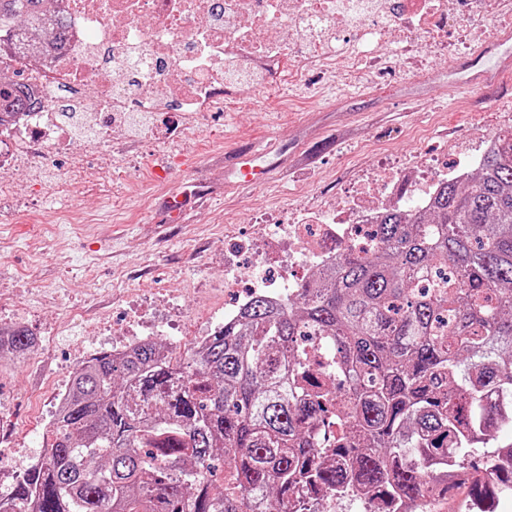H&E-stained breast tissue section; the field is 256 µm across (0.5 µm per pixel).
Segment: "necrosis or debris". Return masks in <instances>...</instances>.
Masks as SVG:
<instances>
[{
    "label": "necrosis or debris",
    "mask_w": 512,
    "mask_h": 512,
    "mask_svg": "<svg viewBox=\"0 0 512 512\" xmlns=\"http://www.w3.org/2000/svg\"><path fill=\"white\" fill-rule=\"evenodd\" d=\"M459 2L452 13L448 0H54L70 21L63 49L31 61L16 33L0 56L39 101L0 125V195H19L14 171L49 167L60 153L73 176H84L89 156L99 173L111 172L112 142L125 136L128 115L165 112L178 129L204 123L225 96L270 86L265 56H276L289 78L309 68L332 72L394 28L436 38L453 27L487 29L500 4L484 0L476 14L469 0ZM480 161L476 154L437 173L386 172L338 212L278 225L265 244L281 251L280 263L253 257L245 288L228 272L225 321L237 320L259 294L286 301L309 268L333 266L344 250L375 249L381 208L425 209L442 182L466 177Z\"/></svg>",
    "instance_id": "4bbe7bcc"
}]
</instances>
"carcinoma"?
<instances>
[{"instance_id": "obj_1", "label": "carcinoma", "mask_w": 512, "mask_h": 512, "mask_svg": "<svg viewBox=\"0 0 512 512\" xmlns=\"http://www.w3.org/2000/svg\"><path fill=\"white\" fill-rule=\"evenodd\" d=\"M45 2L0 0V34L20 19L32 50L62 42ZM37 105L25 83L0 84V115ZM376 237L283 304L254 297L199 352L145 343L76 368L43 457L0 512H254L262 499L316 512L362 495L371 512H419L462 484L469 512H495L512 443L476 477L467 457L492 426L512 429L487 402L512 398V133L429 210L386 211ZM307 329L323 334L336 381L300 345ZM34 344L13 327L0 358Z\"/></svg>"}]
</instances>
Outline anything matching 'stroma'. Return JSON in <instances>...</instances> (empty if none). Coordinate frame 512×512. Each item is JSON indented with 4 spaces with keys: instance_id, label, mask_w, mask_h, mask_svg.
<instances>
[{
    "instance_id": "obj_1",
    "label": "stroma",
    "mask_w": 512,
    "mask_h": 512,
    "mask_svg": "<svg viewBox=\"0 0 512 512\" xmlns=\"http://www.w3.org/2000/svg\"><path fill=\"white\" fill-rule=\"evenodd\" d=\"M466 30L449 32L436 50L364 59L357 78L327 80L306 70L300 81L280 82L245 102L212 113L203 131L174 132L157 143L129 130L112 144V175L100 177L88 160L83 178L69 174L66 157L43 180L66 181L48 197L31 186L27 203L0 197V325L23 326L40 339L19 363L0 368V495L8 496L42 455L57 392L75 360L111 349L126 309L145 296L164 305L172 324L160 343L176 355L203 330L224 322V255L247 249L269 224H288L301 211L329 210L347 186L372 172L382 156L402 163L444 164L448 154L470 153L482 141L512 129V99L449 106L445 90L456 80L449 57L474 54ZM253 150L261 182L234 188L226 149ZM313 153L316 165L297 162ZM182 193L187 214L168 222L153 168ZM82 323L61 329L73 313ZM108 321L92 332L88 323Z\"/></svg>"
}]
</instances>
